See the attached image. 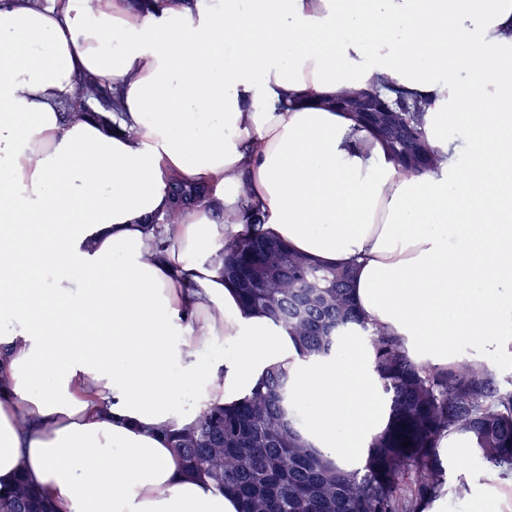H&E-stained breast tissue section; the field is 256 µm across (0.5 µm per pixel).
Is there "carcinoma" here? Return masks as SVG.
Masks as SVG:
<instances>
[{
    "label": "carcinoma",
    "mask_w": 512,
    "mask_h": 512,
    "mask_svg": "<svg viewBox=\"0 0 512 512\" xmlns=\"http://www.w3.org/2000/svg\"><path fill=\"white\" fill-rule=\"evenodd\" d=\"M97 103L110 109L112 97L89 82L65 109L91 112ZM392 103L401 111L387 126L366 114L360 121L386 140L400 163L421 172L433 159L421 107L401 95ZM224 277L238 288L247 312L287 332L304 361L336 356L352 333L369 336L373 371L389 395L387 421L368 444L363 467L347 470L301 425L288 374L273 366L241 401L213 404L194 426L163 431L183 476L204 477L218 492L237 496L242 512H417L418 502L443 482L438 448L447 432L460 435L490 468L512 471V388L498 387L484 363L464 359L437 368L412 360L400 338L362 316L349 270L322 266L256 233L224 244ZM0 512L53 507L21 476L0 490Z\"/></svg>",
    "instance_id": "cac0c4a2"
}]
</instances>
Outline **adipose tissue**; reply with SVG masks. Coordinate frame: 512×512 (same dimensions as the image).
<instances>
[{"label": "adipose tissue", "mask_w": 512, "mask_h": 512, "mask_svg": "<svg viewBox=\"0 0 512 512\" xmlns=\"http://www.w3.org/2000/svg\"><path fill=\"white\" fill-rule=\"evenodd\" d=\"M88 80L112 110L63 111ZM395 90L425 105L419 174L335 105ZM176 183L198 197L167 224ZM249 206L353 266L413 360L466 342L512 368V0H0V488L25 475L55 512H238L160 431L273 365L317 445L359 466L384 424L371 357L300 361L243 311L224 242ZM227 340L236 357L202 363Z\"/></svg>", "instance_id": "ef3b65f1"}]
</instances>
